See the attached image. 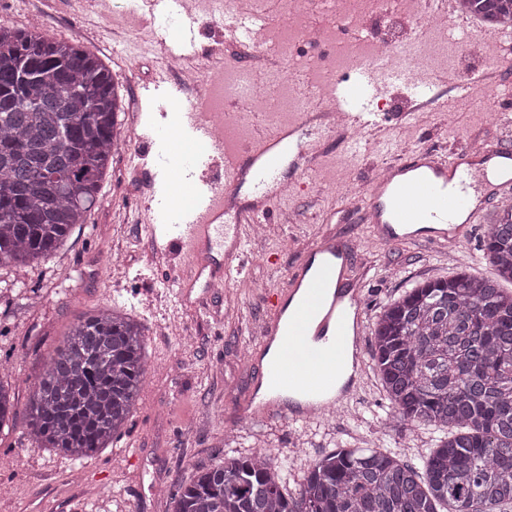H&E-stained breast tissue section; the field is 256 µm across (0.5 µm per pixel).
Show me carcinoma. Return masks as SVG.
Returning a JSON list of instances; mask_svg holds the SVG:
<instances>
[{
    "mask_svg": "<svg viewBox=\"0 0 512 512\" xmlns=\"http://www.w3.org/2000/svg\"><path fill=\"white\" fill-rule=\"evenodd\" d=\"M496 31L512 0H466ZM119 80L98 56L36 27L0 28V267L47 261L100 199L121 135ZM461 271L404 290L378 316L374 367L396 418L437 434L422 469L401 449L343 448L295 492L292 465L222 450L174 512H512V203ZM147 372L141 325L109 307L74 321L27 401L29 440L79 460L122 435ZM14 395L0 382V432Z\"/></svg>",
    "mask_w": 512,
    "mask_h": 512,
    "instance_id": "cac0c4a2",
    "label": "carcinoma"
}]
</instances>
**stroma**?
Wrapping results in <instances>:
<instances>
[{
    "label": "stroma",
    "instance_id": "35a3bbf8",
    "mask_svg": "<svg viewBox=\"0 0 512 512\" xmlns=\"http://www.w3.org/2000/svg\"><path fill=\"white\" fill-rule=\"evenodd\" d=\"M34 11L52 19L51 37L68 39L108 64L125 101L121 120L135 121L138 133L153 131L168 93L153 81L165 64L162 45L173 26L130 16L125 0H0V13L12 15L19 26ZM448 46L460 51L459 70L481 71L497 61V85L492 94L464 101L453 123L426 109L420 120L395 125L389 134L394 157L426 145L446 154L475 134L490 146L512 144V122L497 110L512 92V28L490 33L474 24L464 35L452 30ZM327 149L319 170L296 177L287 206L298 220L267 225L251 244L248 272L210 297L207 311L179 303L152 268L148 216L140 208L147 185L125 151L114 158L101 202L50 259L21 283L0 268V357L9 360L0 382L16 400L14 423L0 432V512H34L44 500L52 512H174L179 486L195 469L213 464L220 449L243 455L277 449V461L291 462L298 481L316 459L339 448L400 447L409 463L420 464L435 435L391 415L370 358L357 393L335 414L296 422L237 415L256 381L244 353L258 341L253 323L270 313L266 294L287 288L300 251L320 235L333 231L351 242L353 262L365 273L370 327L390 300L417 283L450 277L466 266L481 276L493 274L482 257L484 222L456 245L379 242L370 225L348 217L363 203L372 160L351 157L336 136L329 137ZM115 249L126 253V266L113 267L109 253ZM103 306L140 321L148 371L125 433L79 463L31 445L25 407L70 322Z\"/></svg>",
    "mask_w": 512,
    "mask_h": 512
}]
</instances>
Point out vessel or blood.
Returning a JSON list of instances; mask_svg holds the SVG:
<instances>
[{
    "label": "vessel or blood",
    "instance_id": "vessel-or-blood-1",
    "mask_svg": "<svg viewBox=\"0 0 512 512\" xmlns=\"http://www.w3.org/2000/svg\"><path fill=\"white\" fill-rule=\"evenodd\" d=\"M130 9L157 19L178 18V36L167 55L192 63L194 56L187 51L192 19L180 0H130ZM285 10V0H266L264 11L252 15L230 6L216 22L234 41L251 43L258 30L278 24ZM290 76L305 93L306 111L281 120L270 113L251 114L249 126L232 141L219 133L199 95L180 87L173 92L170 109L181 133L171 139L172 154L138 172L145 175L154 209L162 214L149 227L156 268L183 299L196 291L210 297L213 281L227 284L241 274L254 228L281 219L277 202L286 172L300 174L321 165L323 140L330 132L319 119L325 100L334 101L345 122L348 150L361 155L366 148L359 133L385 128L395 119L371 108L382 84L392 79L410 83L414 101L428 105L437 103L436 89L443 82L439 75L417 82L412 74L381 63L353 67L335 78L328 94L310 79L306 65L294 67ZM187 142L204 144L206 150H184ZM382 170L370 183L360 217L385 244L458 242L478 222L486 202L512 194V147L506 145L477 150L465 144L448 154L422 148L383 163ZM174 176L191 189L189 205L165 202L162 191ZM245 183L252 188V202L232 205L231 196ZM362 282L345 241L336 234H323L304 249L290 271L288 288L267 298L272 314L263 321L259 345L249 353L258 376L239 410L242 418H307L344 403L350 391L336 387L338 359L352 357L356 370L364 368Z\"/></svg>",
    "mask_w": 512,
    "mask_h": 512
}]
</instances>
